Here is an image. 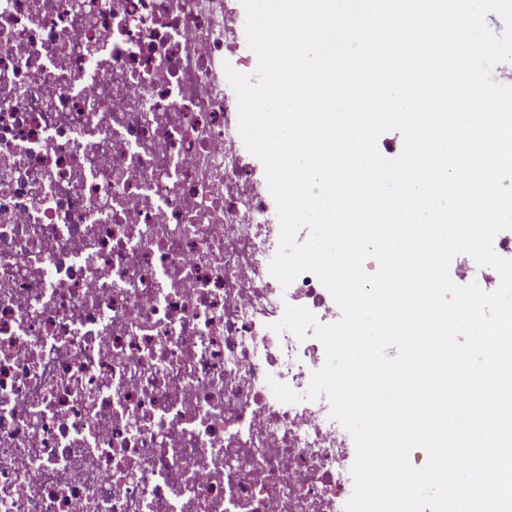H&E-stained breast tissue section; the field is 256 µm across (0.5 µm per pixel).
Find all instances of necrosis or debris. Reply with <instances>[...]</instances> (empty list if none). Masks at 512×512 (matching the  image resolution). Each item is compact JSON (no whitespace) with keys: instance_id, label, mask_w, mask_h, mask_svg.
<instances>
[{"instance_id":"obj_1","label":"necrosis or debris","mask_w":512,"mask_h":512,"mask_svg":"<svg viewBox=\"0 0 512 512\" xmlns=\"http://www.w3.org/2000/svg\"><path fill=\"white\" fill-rule=\"evenodd\" d=\"M227 0H0V512H345ZM279 382L300 394L277 399Z\"/></svg>"}]
</instances>
